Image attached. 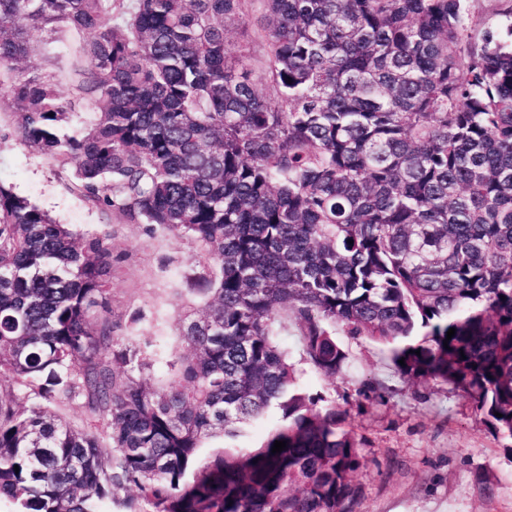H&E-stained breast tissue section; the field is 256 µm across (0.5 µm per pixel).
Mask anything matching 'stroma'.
I'll list each match as a JSON object with an SVG mask.
<instances>
[{
	"label": "stroma",
	"mask_w": 512,
	"mask_h": 512,
	"mask_svg": "<svg viewBox=\"0 0 512 512\" xmlns=\"http://www.w3.org/2000/svg\"><path fill=\"white\" fill-rule=\"evenodd\" d=\"M73 51V42L51 30L26 60L30 72L58 76L56 91L65 102L71 87L60 74ZM12 121L11 108L1 106L0 130L7 136L0 140V181L59 223L92 231L111 225L112 249L121 257L112 267L113 315L125 318L144 310L132 336L181 349V314L202 303L183 281L197 267V245L168 232L150 237L141 225L112 222L72 194L46 157L11 134ZM336 339L348 354L342 374L328 378L300 362L296 377L301 389L346 410V426L365 440L363 465L353 476V512H512L511 439L495 436L451 386L406 383L384 345L350 335L341 325Z\"/></svg>",
	"instance_id": "obj_1"
}]
</instances>
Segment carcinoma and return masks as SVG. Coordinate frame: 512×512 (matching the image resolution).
<instances>
[{
    "mask_svg": "<svg viewBox=\"0 0 512 512\" xmlns=\"http://www.w3.org/2000/svg\"><path fill=\"white\" fill-rule=\"evenodd\" d=\"M245 2L0 0L13 133L96 209L195 242L205 299L181 353L124 335L112 231L0 183L8 512H353L362 439L297 386L290 316L321 374L347 364L340 324L512 439V41L469 33L464 0H263L271 96L226 36ZM55 25L80 129L22 66ZM271 410L259 445H231Z\"/></svg>",
    "mask_w": 512,
    "mask_h": 512,
    "instance_id": "obj_1",
    "label": "carcinoma"
}]
</instances>
